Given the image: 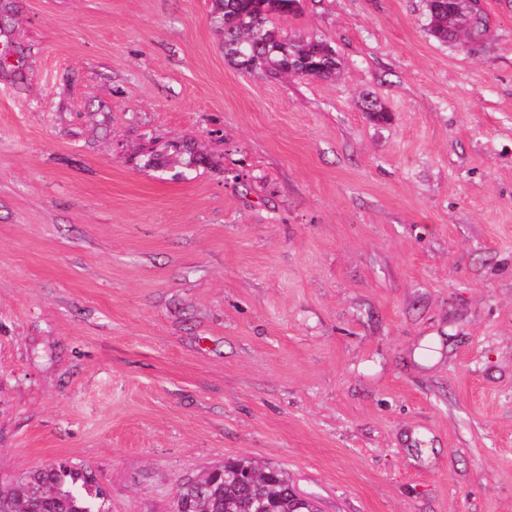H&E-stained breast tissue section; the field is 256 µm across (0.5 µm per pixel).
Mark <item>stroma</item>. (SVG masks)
Masks as SVG:
<instances>
[{"label": "stroma", "mask_w": 512, "mask_h": 512, "mask_svg": "<svg viewBox=\"0 0 512 512\" xmlns=\"http://www.w3.org/2000/svg\"><path fill=\"white\" fill-rule=\"evenodd\" d=\"M302 0L331 79L213 0H0V474L169 512L228 459L321 512H512V0ZM387 113L359 109L363 96ZM247 0H214L221 13L224 57L246 73L269 78L282 75L331 79L339 61L336 49L317 35L291 40L273 23L276 15L298 12L300 0H263L273 7L265 12L249 10ZM426 0L429 18L428 31L441 42L458 41L466 45L487 35V25L482 14L475 20L467 0Z\"/></svg>", "instance_id": "35a3bbf8"}]
</instances>
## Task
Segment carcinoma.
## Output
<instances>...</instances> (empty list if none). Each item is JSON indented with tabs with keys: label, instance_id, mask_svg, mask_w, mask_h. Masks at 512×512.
I'll list each match as a JSON object with an SVG mask.
<instances>
[{
	"label": "carcinoma",
	"instance_id": "cac0c4a2",
	"mask_svg": "<svg viewBox=\"0 0 512 512\" xmlns=\"http://www.w3.org/2000/svg\"><path fill=\"white\" fill-rule=\"evenodd\" d=\"M224 31V58L246 73L330 79L339 61L336 49L313 35L291 40L273 23L294 13L300 0H268L265 12L246 0H214ZM428 31L441 42L465 45L487 35L484 17L474 19L466 0H426ZM248 479H242L245 473ZM0 512H111L106 492L85 465L61 460L37 466L22 479H0ZM171 512H320L315 501L299 494L281 468L229 460L177 486Z\"/></svg>",
	"mask_w": 512,
	"mask_h": 512
}]
</instances>
